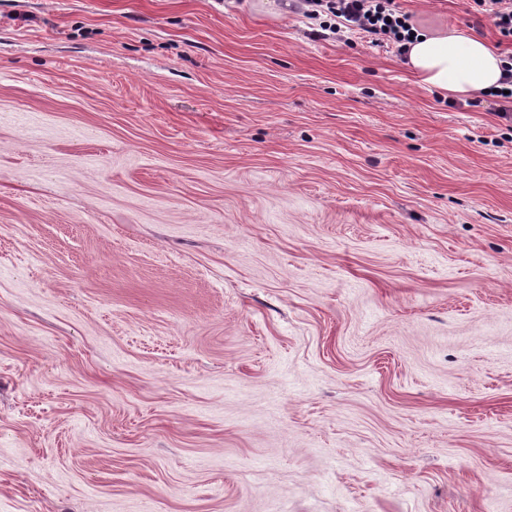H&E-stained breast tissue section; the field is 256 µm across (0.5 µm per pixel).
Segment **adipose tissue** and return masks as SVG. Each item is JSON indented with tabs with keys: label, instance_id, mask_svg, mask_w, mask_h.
Instances as JSON below:
<instances>
[{
	"label": "adipose tissue",
	"instance_id": "adipose-tissue-1",
	"mask_svg": "<svg viewBox=\"0 0 512 512\" xmlns=\"http://www.w3.org/2000/svg\"><path fill=\"white\" fill-rule=\"evenodd\" d=\"M405 64L429 88L466 99L498 86L501 60L485 41L437 28L407 44Z\"/></svg>",
	"mask_w": 512,
	"mask_h": 512
}]
</instances>
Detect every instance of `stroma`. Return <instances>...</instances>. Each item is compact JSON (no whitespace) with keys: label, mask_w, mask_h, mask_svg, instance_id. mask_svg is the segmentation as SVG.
<instances>
[{"label":"stroma","mask_w":512,"mask_h":512,"mask_svg":"<svg viewBox=\"0 0 512 512\" xmlns=\"http://www.w3.org/2000/svg\"><path fill=\"white\" fill-rule=\"evenodd\" d=\"M314 26L0 0V512H512V131Z\"/></svg>","instance_id":"obj_1"}]
</instances>
